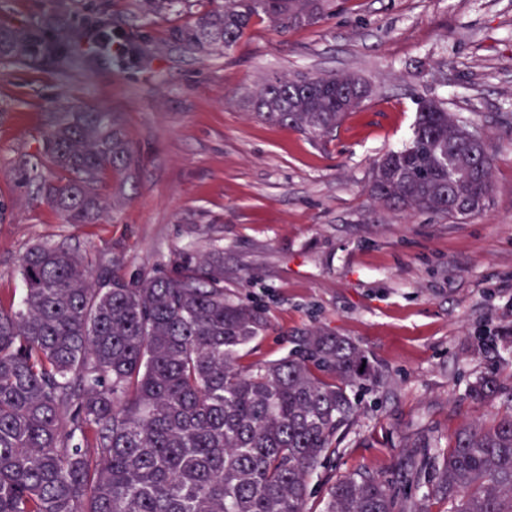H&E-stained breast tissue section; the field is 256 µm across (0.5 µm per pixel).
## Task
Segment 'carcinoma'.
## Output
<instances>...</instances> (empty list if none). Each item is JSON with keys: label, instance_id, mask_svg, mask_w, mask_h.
I'll use <instances>...</instances> for the list:
<instances>
[{"label": "carcinoma", "instance_id": "cac0c4a2", "mask_svg": "<svg viewBox=\"0 0 512 512\" xmlns=\"http://www.w3.org/2000/svg\"><path fill=\"white\" fill-rule=\"evenodd\" d=\"M171 32L187 52L224 55L255 23L281 34L336 13V0H210ZM146 13L192 0H140ZM50 14L35 27L0 26V59L65 71L84 41L112 54L104 5L83 24ZM128 28L125 52L148 58ZM372 89L354 74L269 73L243 102L257 119L313 139L330 135ZM477 131L435 98L416 100L409 142L379 157L372 200L395 215L450 220L485 213L497 156L456 170ZM20 161V183L65 224H91L103 191L124 185L139 159L114 112L60 106ZM122 259L50 242L20 257L19 302L0 299V512H308L309 484L335 455L360 407L357 391L385 384L353 342L313 330L285 359L243 366L240 352L268 328L266 310L224 291V258L182 261L172 274L118 273ZM469 396L512 404L497 364ZM424 483L448 512H512V412L459 428L443 449L418 439L397 479L354 471L327 482L322 512H430L402 489Z\"/></svg>", "mask_w": 512, "mask_h": 512}]
</instances>
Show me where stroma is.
I'll return each mask as SVG.
<instances>
[{
    "label": "stroma",
    "instance_id": "stroma-1",
    "mask_svg": "<svg viewBox=\"0 0 512 512\" xmlns=\"http://www.w3.org/2000/svg\"><path fill=\"white\" fill-rule=\"evenodd\" d=\"M95 0H0V26L40 24L67 4L80 24ZM116 28L137 24L152 61L126 67L77 56L67 72L0 60V297L21 292L19 258L48 241L121 255V274L171 273L176 257L224 255V286L266 309L269 327L241 365L292 353L314 329L364 348L387 384L366 395L340 449L311 481L319 512L327 478L395 477L406 447L448 444L467 422L512 411L466 387L490 368L479 336L512 331V0H349L325 23L280 34L261 22L227 55L188 54L170 37L190 11L143 21L136 0H107ZM354 73L374 98L315 144L256 119L241 89L271 72ZM499 139L490 208L459 223L400 218L369 198L373 162L407 140L418 97ZM119 113L141 165L121 210L65 224L22 187L16 159L34 150L56 103Z\"/></svg>",
    "mask_w": 512,
    "mask_h": 512
}]
</instances>
